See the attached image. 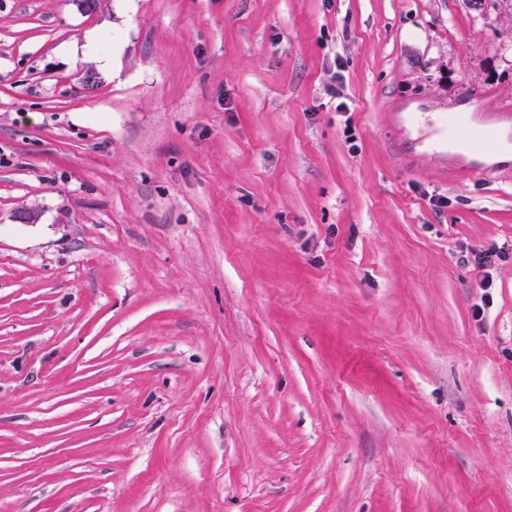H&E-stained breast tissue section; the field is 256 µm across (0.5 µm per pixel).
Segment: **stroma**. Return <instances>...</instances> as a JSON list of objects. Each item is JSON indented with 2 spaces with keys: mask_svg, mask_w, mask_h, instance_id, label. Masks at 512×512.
Segmentation results:
<instances>
[{
  "mask_svg": "<svg viewBox=\"0 0 512 512\" xmlns=\"http://www.w3.org/2000/svg\"><path fill=\"white\" fill-rule=\"evenodd\" d=\"M463 105L512 0H0V512H512V164L397 159Z\"/></svg>",
  "mask_w": 512,
  "mask_h": 512,
  "instance_id": "obj_1",
  "label": "stroma"
}]
</instances>
